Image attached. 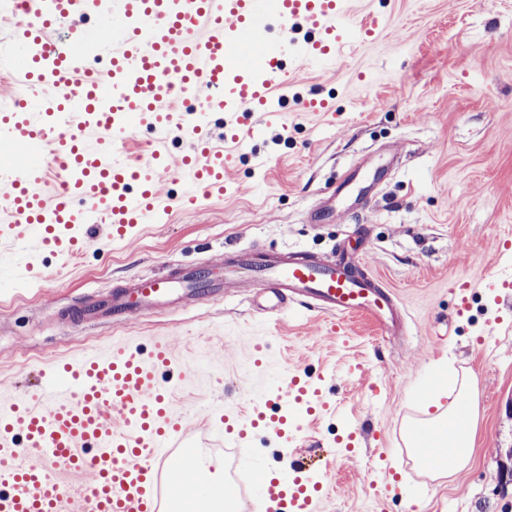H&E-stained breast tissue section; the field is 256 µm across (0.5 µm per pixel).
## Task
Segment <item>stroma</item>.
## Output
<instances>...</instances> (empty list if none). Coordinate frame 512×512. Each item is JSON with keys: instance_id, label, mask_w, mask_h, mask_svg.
I'll return each instance as SVG.
<instances>
[{"instance_id": "1", "label": "stroma", "mask_w": 512, "mask_h": 512, "mask_svg": "<svg viewBox=\"0 0 512 512\" xmlns=\"http://www.w3.org/2000/svg\"><path fill=\"white\" fill-rule=\"evenodd\" d=\"M347 26L376 24L377 37L315 67L289 59L281 119L242 141L221 198L148 224L126 243L100 240L79 259L44 253L41 277L18 281L0 266V396L28 393L48 362L132 340L165 339L191 371L175 389L184 447L206 472L224 468L212 409L248 410V365L266 349L261 386L309 375L328 403L318 417L295 406L294 442L247 437L241 464L282 474L312 465L326 478L325 512H374L368 466L385 457L397 477L386 512H512V297L497 299L512 269V0H355ZM334 101L330 112L302 107ZM264 156L266 168L251 158ZM373 183L334 222L308 211L359 162ZM363 229L365 261L396 294L401 334L381 337L368 319L287 311L264 321L245 294L124 324L72 323L67 310L137 276L220 260L228 248L326 253ZM470 289L457 314L454 290ZM453 360L470 375L478 417L468 466L433 479L401 452L408 416L420 413L421 379ZM358 430L360 446H338Z\"/></svg>"}]
</instances>
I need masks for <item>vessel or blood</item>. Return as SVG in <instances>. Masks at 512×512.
I'll return each instance as SVG.
<instances>
[{"mask_svg":"<svg viewBox=\"0 0 512 512\" xmlns=\"http://www.w3.org/2000/svg\"><path fill=\"white\" fill-rule=\"evenodd\" d=\"M87 0H27V17L12 29V73L46 98L36 112L0 111V242L23 252L26 276L40 273L38 254L79 258L97 230L114 243L130 240L198 197H222L231 160L212 143L205 114L223 113L225 143H238L261 123L279 118L274 91L282 85L289 56L318 63L336 57L347 42L337 20L346 0H117L111 23L112 56L93 68L86 51L55 44L61 20L81 14ZM179 86L185 110L171 102ZM146 127L156 145L128 158L124 141ZM184 149L165 150L173 133ZM49 152L61 174L53 194L33 151ZM174 167L185 181L177 196L155 180L157 169ZM356 175L339 182L333 198L316 204L311 222L334 220V197L356 190ZM245 288L263 318L287 306L336 317L365 316L382 335L398 323L395 297L370 272L360 254L265 253L227 250L222 261L198 268L147 275L113 289L83 310L85 319L125 321L165 305L176 309L210 302ZM179 369L169 344L154 341L148 352L120 346L49 364L32 397L0 402V512H171L172 491L193 493L184 477L194 459L181 446L184 428L165 377ZM307 402L324 408L318 389L301 375L285 378L274 398L254 393L251 411L228 417L236 431L229 449L252 429L288 442L293 430L280 406ZM276 410H269V403ZM65 471L89 472L82 491L58 479ZM227 496L257 495L264 512H320L327 490L301 477L270 473L253 479L242 471L225 481Z\"/></svg>","mask_w":512,"mask_h":512,"instance_id":"b4317fda","label":"vessel or blood"}]
</instances>
